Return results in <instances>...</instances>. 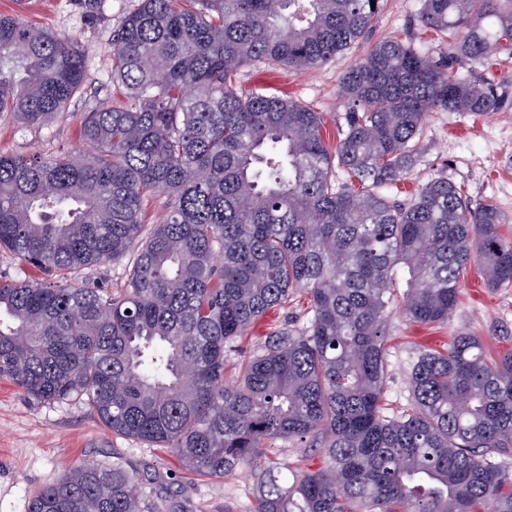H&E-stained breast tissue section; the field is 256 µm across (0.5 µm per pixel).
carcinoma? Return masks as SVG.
Here are the masks:
<instances>
[{"label": "carcinoma", "instance_id": "1", "mask_svg": "<svg viewBox=\"0 0 512 512\" xmlns=\"http://www.w3.org/2000/svg\"><path fill=\"white\" fill-rule=\"evenodd\" d=\"M383 7L141 0L112 35L127 101L84 113L86 149L0 153V250L47 274L133 252L127 286L1 281L0 379L38 403L81 398L112 433L171 449L197 476L252 472L254 512H512L511 352L491 358L460 333L415 355L407 409L382 405L397 272L400 313L423 325L448 320L474 266L487 288L512 286L496 204L472 207L446 176L405 204L385 193L418 161L430 113L512 109L507 86L460 72L512 43V0H422L448 55L374 44L340 80L334 150L319 113L235 84L249 62L322 65ZM85 77L70 37L0 15V112L47 125ZM155 193L169 211L143 239ZM295 293L305 321L272 328L225 382V353ZM308 439L322 467L290 482L266 460ZM163 484L156 470L78 465L29 512H187Z\"/></svg>", "mask_w": 512, "mask_h": 512}]
</instances>
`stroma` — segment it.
Listing matches in <instances>:
<instances>
[{
	"mask_svg": "<svg viewBox=\"0 0 512 512\" xmlns=\"http://www.w3.org/2000/svg\"><path fill=\"white\" fill-rule=\"evenodd\" d=\"M0 0V15L21 14L29 23L72 37L82 52L87 79L81 95L63 118L40 127L25 126L0 115V152L45 156L81 149L85 112L115 104L122 96L112 83V33L140 0ZM422 0H386L368 35L325 64L295 71L283 65L250 63L237 74L240 88L288 96L320 112L328 145H336L346 107L338 95L343 74L375 42L396 37L421 53L438 57L448 52L447 38L424 29L418 20ZM423 152L392 194L404 202L419 186L445 175L472 205L492 201L506 218L512 236V110L472 115L434 112L421 130ZM470 272L459 304L448 322L425 326L393 314L387 325L388 379L383 405L388 411L407 408L411 392L408 372L418 350L444 349L462 331L481 338L490 355L512 352V288L481 287ZM307 303L292 297L271 310L244 336L245 347L261 345L274 326L303 322ZM122 460L134 468L150 467L169 474L180 486L190 512H251L256 488L249 474L203 479L186 472L174 453L135 439L113 435L88 406L78 400L36 404L10 381L0 379V512H27L31 497L72 467Z\"/></svg>",
	"mask_w": 512,
	"mask_h": 512,
	"instance_id": "obj_1",
	"label": "stroma"
}]
</instances>
